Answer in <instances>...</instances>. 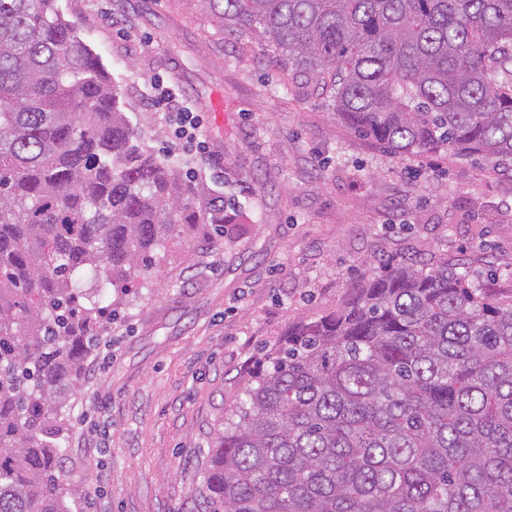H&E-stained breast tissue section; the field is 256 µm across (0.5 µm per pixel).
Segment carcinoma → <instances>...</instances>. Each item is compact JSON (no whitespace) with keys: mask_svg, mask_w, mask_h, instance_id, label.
<instances>
[{"mask_svg":"<svg viewBox=\"0 0 512 512\" xmlns=\"http://www.w3.org/2000/svg\"><path fill=\"white\" fill-rule=\"evenodd\" d=\"M356 133L512 167V0H198ZM55 8L0 0V512H80L70 400L171 234L241 212L157 154ZM202 512H512V285L386 258L288 327L209 448Z\"/></svg>","mask_w":512,"mask_h":512,"instance_id":"cac0c4a2","label":"carcinoma"}]
</instances>
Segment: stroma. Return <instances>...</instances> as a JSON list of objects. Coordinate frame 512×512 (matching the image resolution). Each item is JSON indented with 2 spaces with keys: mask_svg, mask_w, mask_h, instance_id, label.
Listing matches in <instances>:
<instances>
[{
  "mask_svg": "<svg viewBox=\"0 0 512 512\" xmlns=\"http://www.w3.org/2000/svg\"><path fill=\"white\" fill-rule=\"evenodd\" d=\"M164 151L151 104L173 86L215 160L197 178L245 209L215 250L175 235L107 324L71 400L66 469L83 512H200L210 445L245 370L290 325L334 311L388 256L496 267L512 284V175L448 148L396 156L354 133L257 40L224 35L198 0H57ZM100 430L86 447L83 416Z\"/></svg>",
  "mask_w": 512,
  "mask_h": 512,
  "instance_id": "1",
  "label": "stroma"
}]
</instances>
